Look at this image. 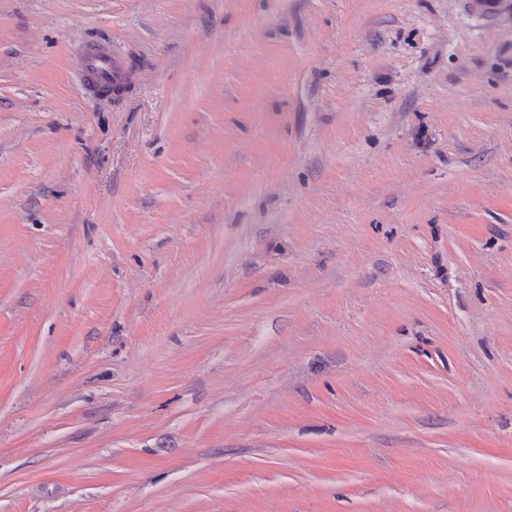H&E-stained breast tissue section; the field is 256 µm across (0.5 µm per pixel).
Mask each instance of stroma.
<instances>
[{"label":"stroma","instance_id":"35a3bbf8","mask_svg":"<svg viewBox=\"0 0 512 512\" xmlns=\"http://www.w3.org/2000/svg\"><path fill=\"white\" fill-rule=\"evenodd\" d=\"M0 512H512V0H0ZM86 72H89L99 83L116 84L125 80V67L121 59L112 55L110 46L91 44L87 47L84 58Z\"/></svg>","mask_w":512,"mask_h":512}]
</instances>
